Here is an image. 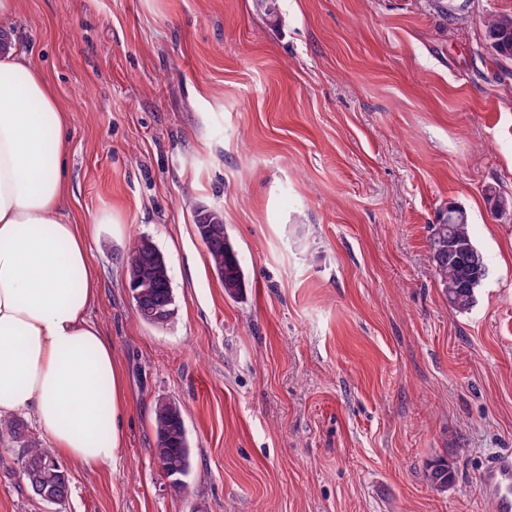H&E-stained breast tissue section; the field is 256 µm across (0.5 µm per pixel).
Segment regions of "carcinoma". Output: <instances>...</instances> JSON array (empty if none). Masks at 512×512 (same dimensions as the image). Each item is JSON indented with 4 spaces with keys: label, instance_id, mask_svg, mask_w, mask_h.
<instances>
[{
    "label": "carcinoma",
    "instance_id": "1",
    "mask_svg": "<svg viewBox=\"0 0 512 512\" xmlns=\"http://www.w3.org/2000/svg\"><path fill=\"white\" fill-rule=\"evenodd\" d=\"M485 35L502 60H512V18L490 14L483 20ZM212 270L224 271V292L237 298L246 288L245 277L238 255L229 240L205 245ZM429 252L434 276L448 296V305L459 313L467 312L475 303V293L488 274L484 257L474 245L469 231V217L458 208L453 223L435 224L429 237ZM129 255L140 260L137 276L129 282L133 300L142 299L162 311V319L154 320L143 314L139 318L156 327L169 324L175 312L172 289L168 288L169 274L162 272L156 246L147 238L137 240ZM152 423L155 432V456L163 474L173 489L186 487L185 478L191 470V448L183 410L175 401L156 402ZM13 439L20 443L19 455L22 477L32 497L60 504L70 493V481L62 465L48 466L52 452L44 448L36 437L26 433L23 423L15 422ZM428 479L439 489L448 488L455 479L453 468L445 458L432 460L428 465Z\"/></svg>",
    "mask_w": 512,
    "mask_h": 512
}]
</instances>
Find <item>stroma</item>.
<instances>
[{
  "label": "stroma",
  "mask_w": 512,
  "mask_h": 512,
  "mask_svg": "<svg viewBox=\"0 0 512 512\" xmlns=\"http://www.w3.org/2000/svg\"><path fill=\"white\" fill-rule=\"evenodd\" d=\"M18 0L0 19L66 116L65 210L87 227L130 405L116 464L35 500L0 424V512H491L512 449V0ZM466 210L488 275L468 312L433 276L432 224ZM219 211L246 288L197 231ZM165 256L167 326L141 321L131 244ZM179 402L176 492L152 411ZM452 457L445 491L425 462ZM482 25L495 52V59L512 60V18L508 15L490 14L484 18ZM209 265L215 272L224 270L222 283L224 292L231 298H237L246 288L245 277L238 255L228 238L224 235V245L221 243L204 244ZM155 432V456L163 474L176 491L186 487L185 478L191 470V448L183 410L175 401H157L152 413ZM178 474L181 482L175 481ZM478 489L491 499L496 512H512V451L489 454L481 468Z\"/></svg>",
  "instance_id": "1"
}]
</instances>
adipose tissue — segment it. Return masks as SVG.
Wrapping results in <instances>:
<instances>
[{
    "mask_svg": "<svg viewBox=\"0 0 512 512\" xmlns=\"http://www.w3.org/2000/svg\"><path fill=\"white\" fill-rule=\"evenodd\" d=\"M65 115L29 57L0 49V415L30 413L49 450L116 461L127 412L111 342L88 317L97 276L62 209Z\"/></svg>",
    "mask_w": 512,
    "mask_h": 512,
    "instance_id": "obj_1",
    "label": "adipose tissue"
}]
</instances>
